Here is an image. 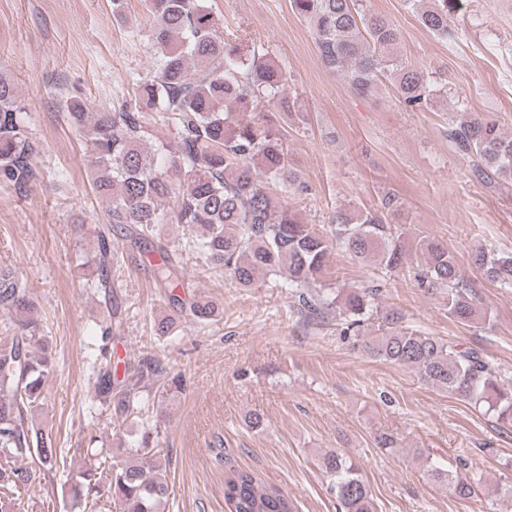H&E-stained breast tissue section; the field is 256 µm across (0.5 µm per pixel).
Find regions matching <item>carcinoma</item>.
I'll return each instance as SVG.
<instances>
[{
	"label": "carcinoma",
	"instance_id": "cac0c4a2",
	"mask_svg": "<svg viewBox=\"0 0 512 512\" xmlns=\"http://www.w3.org/2000/svg\"><path fill=\"white\" fill-rule=\"evenodd\" d=\"M466 0H407L421 25L438 38L454 40L448 20ZM295 12L315 35L320 64L347 73L360 96L390 85L405 109L432 107L449 96L448 83L430 78L401 54L398 29L366 6V0H291ZM153 24L150 37L161 53L159 69L137 85L135 99L120 111H86L78 101L67 104L66 117L86 146L95 193L108 201L106 223L95 228L98 250L85 266L87 286L103 293L111 318L93 361L95 396L123 415L142 411V389L160 381L163 370L141 359L132 374L119 379L112 371V340L122 338L125 318L112 289V233L119 231L131 252L147 256L157 287L172 304H188L191 321L206 324L216 316L209 301L186 300L175 293L185 287L183 256L224 270L241 288H254L276 277L285 279L294 307L309 323L339 308L340 334L365 355L418 373L422 384L484 405L497 420L512 424V383H501L498 369L478 349H460L403 322L395 308L378 309L382 283L403 274L426 293L448 296V315L461 323L486 319L456 258L439 241L426 236L409 258L402 234L383 222L380 213L338 206L329 234L315 231L281 205L277 192L300 195L309 186L288 165L284 130L268 116L276 108L301 124L302 113L285 94L286 74L263 48L245 46L217 33L206 0H144ZM448 127V138L486 177L512 181V135L494 119L467 113ZM175 129L174 145H148L149 122ZM40 143L28 131L24 107L14 81L0 74V183L22 190L39 176L34 165ZM183 227L175 245L162 241L159 226ZM338 247L351 260L372 263L377 279L343 299L311 293L328 253ZM472 263L492 283L512 290V252L480 249ZM35 304L22 282L0 274V312L9 317L14 336L0 347V487L12 489L0 498V512H16L19 495L40 476L60 469L64 449L52 431L35 425L46 379L55 358L39 346ZM86 468L71 478L74 506L97 508L102 497L116 512H162L169 485L161 477L165 456L152 433H143L134 454L124 458L109 450L87 449ZM428 462L429 475L458 499L478 495V482L461 472ZM338 512H378L377 501L359 468L343 454L322 459ZM228 512H297L288 492L267 485L251 470L231 467L224 473Z\"/></svg>",
	"mask_w": 512,
	"mask_h": 512
}]
</instances>
